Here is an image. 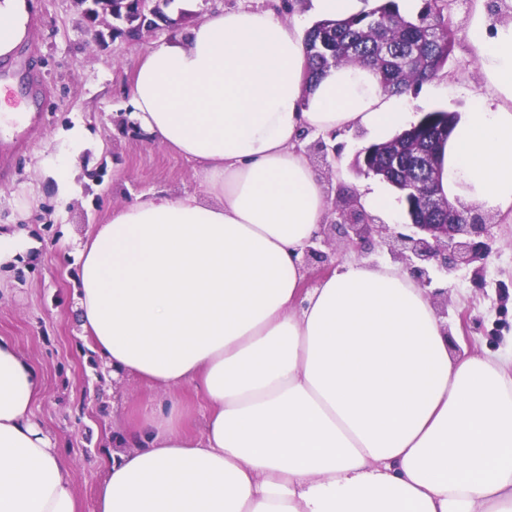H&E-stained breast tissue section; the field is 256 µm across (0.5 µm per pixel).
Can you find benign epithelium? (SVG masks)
<instances>
[{
  "label": "benign epithelium",
  "instance_id": "1",
  "mask_svg": "<svg viewBox=\"0 0 512 512\" xmlns=\"http://www.w3.org/2000/svg\"><path fill=\"white\" fill-rule=\"evenodd\" d=\"M80 8L86 27L90 31L100 25H106L114 33L128 37H138L144 32L153 33L167 25L155 22L157 0H126L131 7L118 13L112 0H71ZM327 160L336 155V147L326 143L323 137L304 146ZM422 207L433 210L448 205L446 199L439 196L432 187L425 186L418 193ZM340 221L324 224L317 236L312 238L303 252L301 263L306 273V283L312 285L315 279L336 269L338 249L332 246L331 235L339 234L343 248L365 254L370 245L372 234L381 236V242L387 247L392 258L402 260L411 276L425 286L432 280L431 273L448 272L460 264H471L486 259L490 254L487 239L491 237V225L472 210H467V221L462 224H411L410 233L389 234L386 224H375L373 218L357 204L348 203V207L339 213ZM326 250H321V247Z\"/></svg>",
  "mask_w": 512,
  "mask_h": 512
}]
</instances>
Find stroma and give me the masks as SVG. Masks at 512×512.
<instances>
[{"mask_svg":"<svg viewBox=\"0 0 512 512\" xmlns=\"http://www.w3.org/2000/svg\"><path fill=\"white\" fill-rule=\"evenodd\" d=\"M475 6L476 0H454V61L417 92L407 93L414 116L434 109L469 111L480 80L466 41ZM211 7V0H172L167 13L177 21L174 29L131 41L107 31L87 32L71 0H33L29 40L8 61H0V86L11 105L27 107L22 122L0 130L1 147L24 144L10 159L11 174L0 176V227L26 242L0 265V336L39 376L32 418L66 457L67 476L83 512H93L107 446L124 426L113 418V406L138 411L154 404L157 395L140 382L113 380L83 341L79 250L114 208L152 192H198L192 162L153 140L132 136L122 121L132 115L126 88L140 55L187 30ZM32 69L48 85L49 97L32 92ZM370 141L362 131L337 138L338 158L350 173L332 213L359 198L369 184V177L351 167ZM60 154L73 157L68 171L73 189L65 200L57 188L61 172L47 163ZM484 219L494 238L491 256L481 265L433 274L428 292L445 312L448 350L455 356L512 350V217L488 212Z\"/></svg>","mask_w":512,"mask_h":512,"instance_id":"35a3bbf8","label":"stroma"}]
</instances>
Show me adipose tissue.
I'll list each match as a JSON object with an SVG mask.
<instances>
[{"label":"adipose tissue","instance_id":"1","mask_svg":"<svg viewBox=\"0 0 512 512\" xmlns=\"http://www.w3.org/2000/svg\"><path fill=\"white\" fill-rule=\"evenodd\" d=\"M0 0V59L31 35ZM480 88L446 142L447 198L512 215V21L475 12ZM294 19L204 14L148 48L128 89L200 193L114 209L80 250V321L113 373L160 398L129 418L94 512H512V358L453 357L425 288L398 264L344 261L303 289L326 223L303 135L410 128L361 65L308 83ZM191 388L208 414L184 426ZM39 379L0 337V512H81L68 464L31 420Z\"/></svg>","mask_w":512,"mask_h":512}]
</instances>
